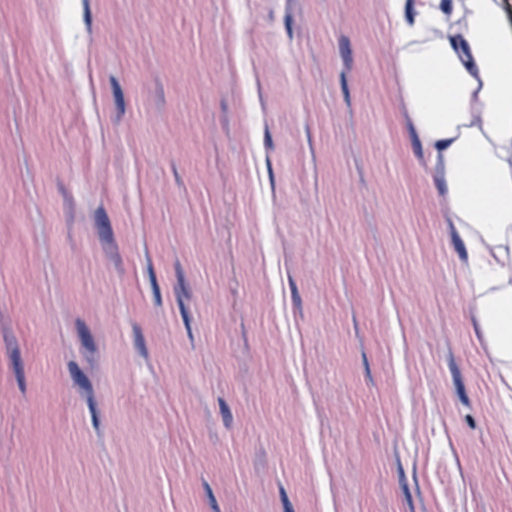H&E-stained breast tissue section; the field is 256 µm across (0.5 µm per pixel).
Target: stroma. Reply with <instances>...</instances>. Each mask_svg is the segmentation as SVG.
Masks as SVG:
<instances>
[{"instance_id":"35a3bbf8","label":"stroma","mask_w":512,"mask_h":512,"mask_svg":"<svg viewBox=\"0 0 512 512\" xmlns=\"http://www.w3.org/2000/svg\"><path fill=\"white\" fill-rule=\"evenodd\" d=\"M386 0H0V512H512V367Z\"/></svg>"}]
</instances>
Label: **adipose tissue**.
<instances>
[{"instance_id": "adipose-tissue-1", "label": "adipose tissue", "mask_w": 512, "mask_h": 512, "mask_svg": "<svg viewBox=\"0 0 512 512\" xmlns=\"http://www.w3.org/2000/svg\"><path fill=\"white\" fill-rule=\"evenodd\" d=\"M409 118L468 246L470 296L512 361V32L500 0H389Z\"/></svg>"}]
</instances>
